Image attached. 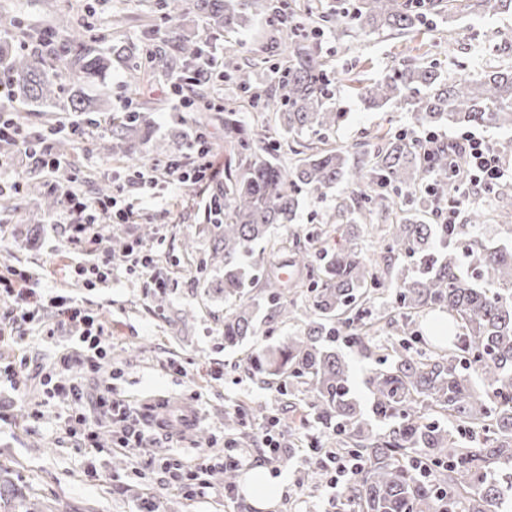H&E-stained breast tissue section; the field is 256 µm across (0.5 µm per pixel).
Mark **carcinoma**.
I'll return each mask as SVG.
<instances>
[{
  "label": "carcinoma",
  "instance_id": "carcinoma-1",
  "mask_svg": "<svg viewBox=\"0 0 512 512\" xmlns=\"http://www.w3.org/2000/svg\"><path fill=\"white\" fill-rule=\"evenodd\" d=\"M172 22L169 52L159 58L167 68L187 74L184 86L204 100L213 81L230 69L239 90L250 94V106L276 115L278 136L310 133L325 141L344 113L327 105L331 85L328 60L318 38L321 24L336 22L344 33L347 14H318L317 26L307 29L288 0H159ZM448 11V16L512 12V0H357L353 18L365 32L407 36L424 21L425 11ZM192 13L215 33H232L248 16L269 19L267 40L273 53H285L274 72L270 90L254 91L251 68L231 60L223 63L206 42L181 24ZM100 37L79 27L50 48H11L0 44V74L11 95L40 105H62L65 112L89 114L98 108L85 88L104 77L112 56L127 58L128 85L141 71L132 50L95 48ZM63 62L73 88L60 100L56 63ZM367 109L391 107L413 114L424 130L470 126L512 130V68L482 70L466 78L449 79L432 65L409 60L389 74L358 88ZM153 142L155 152L170 146L155 140L150 121L140 112L110 119L109 128L94 146L110 155L125 146L132 154L139 143ZM224 188L214 197L210 222L212 259L224 258V277L218 283L229 305L224 316V344L235 346L255 334L256 312L263 306L279 317L291 318L288 291L306 287L307 321L300 334L279 342L271 351L248 355L246 368L259 381L273 377L302 388L307 415L335 444L340 455L355 453L363 467L347 487L345 512H501L512 466V249L488 248L472 236L485 223L487 211L470 208L467 223L448 232L446 224H426L413 218L425 205L418 193L435 179L448 176V150L424 154V144L405 130L386 133L371 149L351 152L343 147L321 148L290 169L267 156L257 134L233 110L224 111ZM357 188L356 203L338 211L353 231L312 261L301 257L305 275L291 282L280 278L281 268L267 273V298L244 299L257 275L253 246L271 242L272 229L296 220L307 193L324 194L340 183ZM395 211V220L381 235L389 257L405 258L399 269L391 308L398 312L397 339L391 360L365 378L371 412L387 425L375 431L353 397L348 370L324 344L347 337V344L365 358L376 355L371 325L354 324L350 313L363 315L381 286L378 274L358 249L354 228L373 225L374 215ZM438 310L460 330L451 347L427 344L414 327V317ZM468 441H463L464 435ZM415 454L430 468L424 478L407 458Z\"/></svg>",
  "mask_w": 512,
  "mask_h": 512
}]
</instances>
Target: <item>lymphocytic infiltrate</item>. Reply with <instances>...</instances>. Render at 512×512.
<instances>
[{"instance_id": "1", "label": "lymphocytic infiltrate", "mask_w": 512, "mask_h": 512, "mask_svg": "<svg viewBox=\"0 0 512 512\" xmlns=\"http://www.w3.org/2000/svg\"><path fill=\"white\" fill-rule=\"evenodd\" d=\"M463 150L470 185L493 192L503 175L499 156L484 141L472 136L466 137ZM132 218L133 209L125 204L122 193L94 199L66 194L61 211L53 214L50 221L69 225L70 244L79 253L88 255V262L74 269L84 287L93 288L110 280L114 271L112 259L103 246L101 225L127 224ZM38 282V277L23 267L13 266L0 273V301L8 304L6 311L0 312V344L20 343L25 327L43 324L44 311L54 308L57 320L43 324L46 336L64 330L76 336L80 344L79 354H61L42 380L48 398L62 400L71 408L64 421L67 433L79 436L84 447H96L98 434L90 419L95 413L111 420L116 447H148L149 435L140 427L131 406L114 396L111 386H104L92 395L80 382L68 377L74 367L98 373L103 362L111 358V334L106 322L70 298L43 291Z\"/></svg>"}]
</instances>
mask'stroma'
<instances>
[{"label": "stroma", "instance_id": "1", "mask_svg": "<svg viewBox=\"0 0 512 512\" xmlns=\"http://www.w3.org/2000/svg\"><path fill=\"white\" fill-rule=\"evenodd\" d=\"M58 6L57 35H64V22L82 20L104 37V47L133 48L144 71L138 89L126 80V64L116 61L104 79L87 89L100 107L97 122L88 126V137L71 144L69 173L76 193L94 197L95 185L124 186L136 201L134 223L105 225L104 240L115 238L160 250L159 274L167 286L157 290L145 277L125 271L126 262L114 261L111 280L86 290L74 280L73 254L64 224H51L39 205L50 195L55 174L33 167L23 151L13 150L18 171L26 180L21 190L12 191L18 211L0 210V269L22 266L43 274V287L82 300L92 312L100 314L112 331V358L98 374L85 375L88 387L111 383L114 394L129 402L143 415L155 416L160 408L179 412L191 407L196 414L193 430L157 432L146 455L152 467L134 471L135 450L112 444V427L101 424L99 449L82 447L65 431L66 404L46 402L40 384L41 369L52 367L60 353L72 350L73 337L57 333L44 335L41 326L26 330L21 349L30 360L26 372L24 400L13 404L11 420L0 422V483L15 490V501L39 505L42 512H135L140 498L155 496L162 512H257L243 491L234 498L224 495V468L216 466L208 479L212 488L207 496L189 497L169 482L166 463L180 461L185 469L194 468L198 457L207 453L223 456L226 443L250 435V454L239 466L241 479L264 466L268 450L257 419L225 424V413L260 403L268 417L278 419L280 430L300 429L304 441L323 442L319 429L301 424L302 409L297 398L282 394L278 384H262L246 370L244 359L250 352L267 350L283 338L298 334L304 312L284 323L273 321L269 310H261L256 320L257 333L242 345L224 344V297L211 286L224 274L223 261H210V234L204 205L223 180L205 186L173 188L164 176L165 161H157V181L143 185L133 181L130 164L120 153L109 156L89 150L88 138L105 131L111 116L139 111L152 122L157 138L174 150L184 149L185 133L203 123L211 145L216 169L224 167V115L203 107L183 108L171 85L176 71L155 64L154 59L167 49L165 33L168 19L157 0H0V34L33 47V35L41 33L47 2ZM185 21L195 27L200 38L214 46L219 59L234 58L241 66H255L259 74L272 69L278 58L266 49V18L256 16L235 34H216L199 22L194 14ZM321 51L346 80L337 85L333 104L343 112L338 129L330 133L334 146L353 148L372 141L386 131L415 128L413 115L390 108L364 109L357 97L359 82L389 73L412 56L440 65L455 76H468L486 65L512 64V14L457 15L428 13L419 30L406 37L393 38L374 33L363 35L356 24H349L344 38L335 30H325ZM220 95L240 118L257 126L276 151L283 166H292L297 144H317L316 136L304 134L297 141L284 142L277 133L274 113L256 117L246 95L231 79L219 81ZM506 168L502 184L491 194L474 193L473 201L486 205L489 218L479 225L476 236L497 244L508 235L496 215L512 211V157L503 161ZM351 189L339 184L326 195L306 196L295 223L275 232L276 251L259 250L260 265L293 260L297 255L332 246L329 238H316L326 216L336 214L351 202ZM40 403L44 415L39 421L27 419L28 403ZM279 486L266 512H340L341 499L328 486L322 473L311 466L299 447L282 443ZM97 480H90V471Z\"/></svg>", "mask_w": 512, "mask_h": 512}]
</instances>
